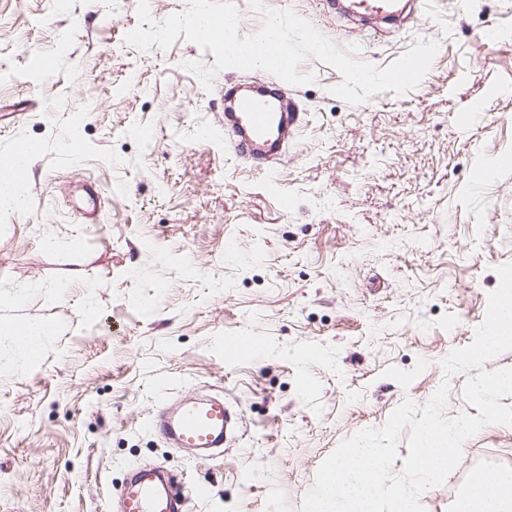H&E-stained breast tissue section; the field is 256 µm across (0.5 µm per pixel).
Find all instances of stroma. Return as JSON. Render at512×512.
Segmentation results:
<instances>
[{"mask_svg": "<svg viewBox=\"0 0 512 512\" xmlns=\"http://www.w3.org/2000/svg\"><path fill=\"white\" fill-rule=\"evenodd\" d=\"M378 68L437 41L408 94L351 105L316 59L284 85L300 128L277 169L224 139L225 80L185 39L126 43L137 0H0V158L39 153L0 209V326L42 323L35 359L0 334V512H109L133 468L210 495L187 512H302L323 462L405 401L471 377L442 360L483 324L512 263V0H431L372 31L319 0H264ZM230 336L253 339L230 354ZM242 406L215 457L151 428L160 401ZM512 471V426L463 444Z\"/></svg>", "mask_w": 512, "mask_h": 512, "instance_id": "1", "label": "stroma"}]
</instances>
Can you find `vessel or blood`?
Segmentation results:
<instances>
[{
    "mask_svg": "<svg viewBox=\"0 0 512 512\" xmlns=\"http://www.w3.org/2000/svg\"><path fill=\"white\" fill-rule=\"evenodd\" d=\"M331 9L364 19H392L402 12L399 0H330ZM224 134L245 161H281L298 130L295 101L262 86L243 89L225 85ZM244 421L238 404L220 396L162 401L154 430L178 448H221L231 442ZM207 486L196 484L170 491L167 471L153 464L133 469L116 494L119 512H184L186 500L204 497Z\"/></svg>",
    "mask_w": 512,
    "mask_h": 512,
    "instance_id": "b4317fda",
    "label": "vessel or blood"
}]
</instances>
